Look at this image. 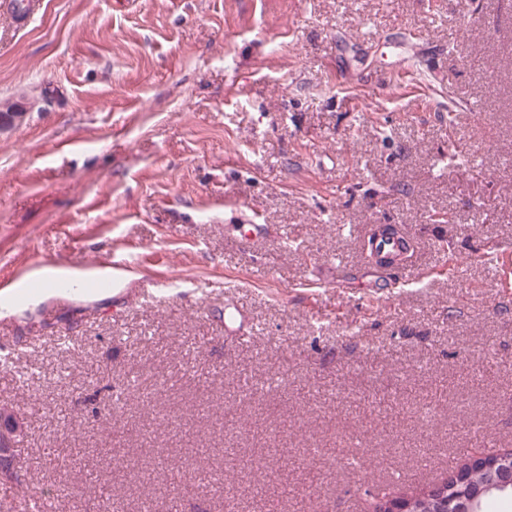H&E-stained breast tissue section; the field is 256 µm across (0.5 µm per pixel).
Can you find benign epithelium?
<instances>
[{
    "mask_svg": "<svg viewBox=\"0 0 512 512\" xmlns=\"http://www.w3.org/2000/svg\"><path fill=\"white\" fill-rule=\"evenodd\" d=\"M32 108V102L22 97L16 101L0 103V130L14 128L24 123ZM469 465L482 470L484 482L474 489L468 478H454L452 493L448 496V512H480L481 501L512 490V451L488 453L479 451L470 459ZM380 503L372 512H416L415 500L411 498H376Z\"/></svg>",
    "mask_w": 512,
    "mask_h": 512,
    "instance_id": "1",
    "label": "benign epithelium"
}]
</instances>
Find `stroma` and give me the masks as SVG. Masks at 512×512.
I'll list each match as a JSON object with an SVG mask.
<instances>
[{"label":"stroma","instance_id":"35a3bbf8","mask_svg":"<svg viewBox=\"0 0 512 512\" xmlns=\"http://www.w3.org/2000/svg\"><path fill=\"white\" fill-rule=\"evenodd\" d=\"M24 94L0 278L32 251L141 266L0 317L25 462L0 512L103 487L118 512H369L476 432L512 449V0H39L0 15V101ZM375 224L415 278L367 262Z\"/></svg>","mask_w":512,"mask_h":512}]
</instances>
